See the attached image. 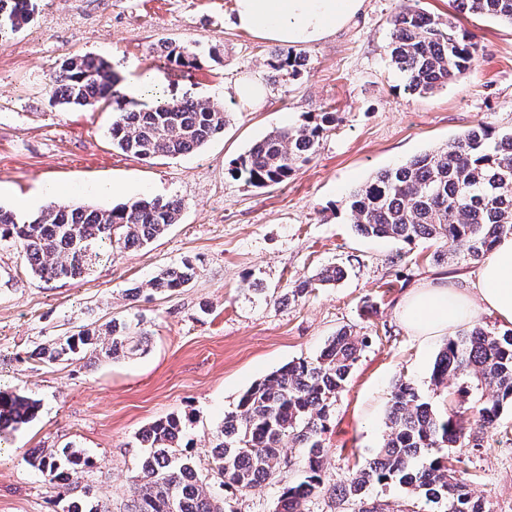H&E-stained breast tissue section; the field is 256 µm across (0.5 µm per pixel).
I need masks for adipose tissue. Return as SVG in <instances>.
Masks as SVG:
<instances>
[{
  "label": "adipose tissue",
  "mask_w": 512,
  "mask_h": 512,
  "mask_svg": "<svg viewBox=\"0 0 512 512\" xmlns=\"http://www.w3.org/2000/svg\"><path fill=\"white\" fill-rule=\"evenodd\" d=\"M364 0H233L236 29L268 42L305 47L347 27ZM474 293L447 283L412 291L398 309L399 320L412 335H453L472 313L473 301L512 324V235L502 237L480 270Z\"/></svg>",
  "instance_id": "obj_1"
}]
</instances>
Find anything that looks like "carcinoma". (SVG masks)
<instances>
[{
  "label": "carcinoma",
  "instance_id": "obj_1",
  "mask_svg": "<svg viewBox=\"0 0 512 512\" xmlns=\"http://www.w3.org/2000/svg\"><path fill=\"white\" fill-rule=\"evenodd\" d=\"M461 12L486 15L512 24V0H453ZM30 18V0H0V46ZM392 66L403 75L404 89L426 95L468 74L477 44L452 23L425 13L416 0H404L389 21ZM166 58L178 67H193L195 54L165 47ZM277 72L297 77L307 58L278 51L270 63ZM121 77L109 61L93 55H72L59 65L50 83L51 102L64 109L112 104V146L142 159L190 153L223 133L224 108L191 97H169L150 89L152 103L139 108L118 92ZM333 112H320L300 126L278 129L256 141L237 158L231 175L253 187L278 185L309 162L320 139L335 122ZM356 232L365 237L393 238L412 243L438 241L442 246L478 261L495 243L512 235V132L501 134L479 124L464 136L436 150L386 169L351 190L345 200ZM181 203L139 200L111 209L92 206H52L37 216H22L0 207V241L13 244L30 272L41 279L81 278L103 248L140 247L178 223ZM197 275L190 261L160 270L150 288L174 293ZM339 267L320 272L316 281H301L294 293L307 294L316 283L340 280ZM107 344L96 332L82 328L50 346H38L28 358L56 363L82 352L117 359L144 350L148 337L133 335L132 325L112 320ZM359 339L341 328L315 360L292 361L253 385L240 398L210 448L219 486L238 491L272 480L282 464V444L299 448L302 478L284 488L276 512H312L310 505L328 494L341 512H366L364 491L369 484H398L433 505L437 512H485L465 486L448 471L444 448L465 446L466 434L454 411L439 412L420 396L410 381H401L387 413V438L375 457L353 478L326 487L320 436L329 408L345 386L359 355ZM437 386L458 382L464 398L472 378L491 388L477 409L478 422L489 427L504 402L512 401V329L492 334L479 328L448 337L432 370ZM37 400L16 391H0V435L28 424ZM186 423L179 416L146 428L140 443L146 448L140 474L132 480L127 512H225L218 494L204 487L191 456L178 454L174 444ZM28 462L60 494L73 491L70 473L90 466L85 453L72 447L33 450ZM62 512H110L104 503L66 499Z\"/></svg>",
  "mask_w": 512,
  "mask_h": 512
}]
</instances>
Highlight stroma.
<instances>
[{
  "label": "stroma",
  "mask_w": 512,
  "mask_h": 512,
  "mask_svg": "<svg viewBox=\"0 0 512 512\" xmlns=\"http://www.w3.org/2000/svg\"><path fill=\"white\" fill-rule=\"evenodd\" d=\"M30 22L0 47V207L35 214L51 205L114 207L137 199L176 200L180 220L148 246L104 254L79 279L43 280L15 246L0 242V388L40 399L38 417L0 441V512H62L56 492L24 459L36 448L84 449L92 465L77 488L111 512H125L140 469L138 436L171 415L187 420L183 440L195 467L215 483L210 442L246 390L284 364L319 356L340 328L363 341L326 429L328 486L363 469L387 436L399 380L412 381L438 410L449 390L431 378L446 339L422 340L398 320L411 291L442 279L468 288L482 267L455 257L435 262V244L359 235L348 192L379 171L436 149L478 123L512 130V25L456 12L451 0H421L479 47L472 72L432 94L406 93L390 62L389 19L399 0H365L344 30L305 47L309 68L269 80L276 44L234 28L232 0H33ZM196 52L187 69L160 56L162 42ZM106 58L148 104L145 85L221 105L226 125L199 150L143 160L113 148L111 109L62 110L48 87L60 59ZM266 78L254 112L224 94L242 76ZM335 113L310 162L281 184L255 188L231 177L233 160L276 128ZM189 260L197 277L180 292L155 293L150 280ZM341 266L336 284L293 298L291 288ZM138 295H131V288ZM141 321L147 350L116 360L76 355L54 364L27 351L85 324ZM478 447L453 449L457 478L485 512H512V405L478 434ZM285 447L276 479L221 492L233 512H274L282 490L302 477Z\"/></svg>",
  "instance_id": "35a3bbf8"
}]
</instances>
